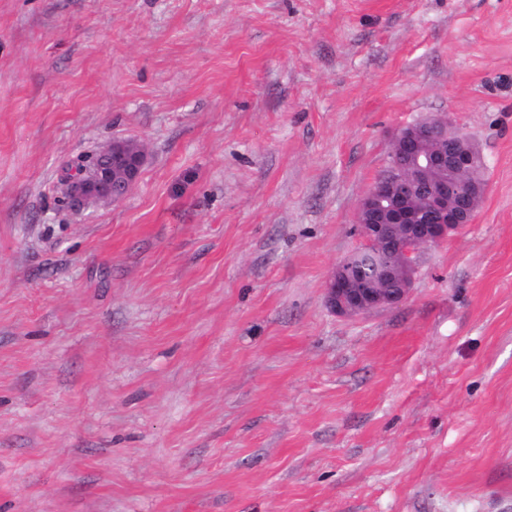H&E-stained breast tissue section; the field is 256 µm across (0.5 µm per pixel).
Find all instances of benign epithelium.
I'll list each match as a JSON object with an SVG mask.
<instances>
[{"instance_id": "obj_1", "label": "benign epithelium", "mask_w": 512, "mask_h": 512, "mask_svg": "<svg viewBox=\"0 0 512 512\" xmlns=\"http://www.w3.org/2000/svg\"><path fill=\"white\" fill-rule=\"evenodd\" d=\"M395 163L360 200L356 232L361 245L340 261L326 288V303L353 317L404 301L419 254L471 223L485 192L479 156L469 137L448 118L406 124L390 137ZM94 173L66 178L73 205L121 199L144 162L142 147L115 141L101 151Z\"/></svg>"}]
</instances>
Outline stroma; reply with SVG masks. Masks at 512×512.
I'll use <instances>...</instances> for the list:
<instances>
[{
  "label": "stroma",
  "mask_w": 512,
  "mask_h": 512,
  "mask_svg": "<svg viewBox=\"0 0 512 512\" xmlns=\"http://www.w3.org/2000/svg\"><path fill=\"white\" fill-rule=\"evenodd\" d=\"M439 115L473 222L337 315ZM120 139L133 188L70 208ZM0 512H512V0H0Z\"/></svg>",
  "instance_id": "1"
}]
</instances>
